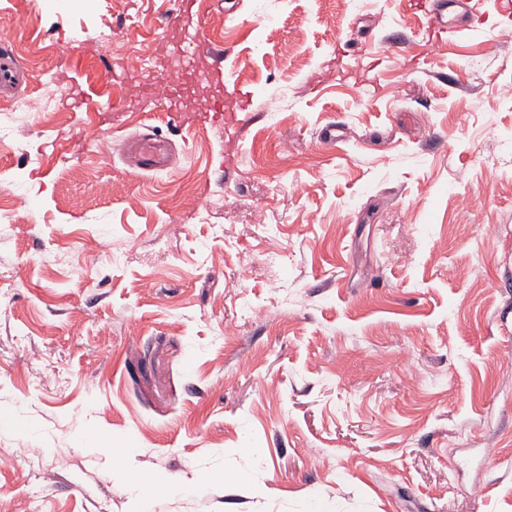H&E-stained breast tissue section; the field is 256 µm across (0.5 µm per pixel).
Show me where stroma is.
<instances>
[{
	"label": "stroma",
	"mask_w": 512,
	"mask_h": 512,
	"mask_svg": "<svg viewBox=\"0 0 512 512\" xmlns=\"http://www.w3.org/2000/svg\"><path fill=\"white\" fill-rule=\"evenodd\" d=\"M470 4L439 42L416 0H196L227 85L184 109L253 112L230 136L144 90L192 44L164 0H0V195L35 204L0 223L11 512H512V0ZM146 126L170 170L130 164ZM24 79V71L17 60L7 52L0 54V87L10 89Z\"/></svg>",
	"instance_id": "obj_1"
}]
</instances>
